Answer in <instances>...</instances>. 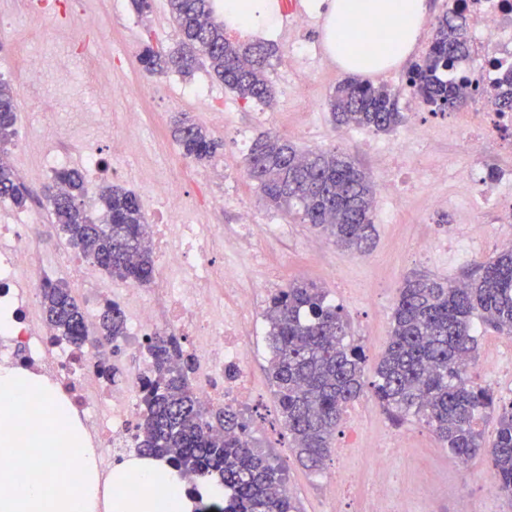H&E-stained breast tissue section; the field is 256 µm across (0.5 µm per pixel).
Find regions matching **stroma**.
<instances>
[{
    "mask_svg": "<svg viewBox=\"0 0 512 512\" xmlns=\"http://www.w3.org/2000/svg\"><path fill=\"white\" fill-rule=\"evenodd\" d=\"M93 14V27L83 25L85 14ZM178 42L167 0H152L146 15H138L132 0H43L40 10L27 9L21 0H0V79L14 89L18 104L16 135L9 149L15 156L14 169L30 187L33 199L20 210L0 200V225L19 223L29 216L39 225V243L53 248L66 236L53 224L43 204V191L53 182L43 174L45 156L65 152L70 167L85 169L88 156L112 163V130L125 126L128 155L133 173L120 180V187L148 201L154 190L169 178H178L187 207L200 212L203 221L221 224L227 237H234L236 214L233 207L211 210L208 198L214 190L232 183L239 201L250 207L258 224H282L288 237L281 242L259 239L268 267L281 284L293 280L312 281L325 289L329 299L340 305L349 324V338L363 346L366 381H373L376 365L387 345L394 305L403 278L413 271L427 272L451 281L461 280L474 267V260L459 261L447 251V224L438 223L426 209L428 195L447 196V183L420 181L405 192L396 223L375 219V243L360 256L325 244L321 261L311 260L308 247L322 235L304 224L299 215L275 208L261 199L260 191L245 172L244 156L236 149L234 137L246 131L250 136L273 130L302 150L335 148L350 154L371 175L373 181L391 178L393 170L422 166L432 157L466 162L448 139L446 116L429 112L420 97L398 99L404 119L396 128L404 134L425 131L414 155L398 159L393 170L376 167L368 146L371 130L349 137L334 122L328 100L338 83L347 78L342 67L324 71L312 81L308 95L317 116L309 131H302L304 119L295 98H277L274 107L246 102L225 90L206 70L184 75L171 70L149 76L140 70L136 57L144 46L166 53ZM39 56L55 74L52 84L28 88L21 70L23 57ZM103 74L108 84L100 86L91 73ZM126 84V96H113L111 83ZM82 103L84 114H76L74 103ZM187 115L206 127L221 147L211 161L198 163L185 158L173 140L174 119ZM56 135L41 141L37 151H27V141L45 126ZM430 238L437 245L432 257L420 256L417 243ZM512 347V335L480 328L477 357L468 368L475 384L489 388L495 397L512 400V373L491 374L487 362ZM270 352L265 332L252 343L250 367L256 383L257 402L249 420L255 446L287 465L286 484L302 512H326L323 478L335 470V457H328L322 471L313 473L296 459L283 426L268 378ZM359 415L363 442L372 444L388 434L400 435L393 464L404 481L407 512H512V499L501 495L486 471H479L470 483H460L455 457L436 435L415 418L397 419L372 394H364L346 409ZM436 491L427 494L425 482Z\"/></svg>",
    "mask_w": 512,
    "mask_h": 512,
    "instance_id": "stroma-1",
    "label": "stroma"
}]
</instances>
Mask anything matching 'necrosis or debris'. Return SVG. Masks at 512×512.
I'll return each instance as SVG.
<instances>
[{
    "instance_id": "obj_1",
    "label": "necrosis or debris",
    "mask_w": 512,
    "mask_h": 512,
    "mask_svg": "<svg viewBox=\"0 0 512 512\" xmlns=\"http://www.w3.org/2000/svg\"><path fill=\"white\" fill-rule=\"evenodd\" d=\"M468 34L472 48L469 78L479 94L474 113L490 114V126L499 138L512 133V113L493 112L491 96L501 77L512 70V0H465ZM451 131L460 152L469 155L464 165L435 163L436 174L445 175L460 196L459 208L481 201L497 209L512 210V171L500 172L494 182L478 173L472 160L474 135L468 121L455 122ZM180 184L170 181L160 191L156 210L160 216L154 231L159 263L164 271L153 290L136 285L113 292L110 285L89 281L83 266L72 268V281L89 291V306L118 304L129 317L127 348L162 328L189 340L191 376L204 405H224L250 410L256 398L249 366L252 315L258 295L277 289L275 278L264 277L248 288H235L232 306L215 301L208 284L224 244L220 224H175L182 203ZM34 223L0 225V306L11 309L9 324H0V363H9L47 376L60 384L70 400L73 416L85 428L87 441L96 451V468L101 487L112 496H130L140 490L137 477L115 486L110 473L121 454L134 448L141 382L150 373L146 359L131 365H113L111 377L101 373L102 356L90 344L77 346L52 334L29 311L38 302V291L19 287L17 275L27 271L46 282V269L53 258L41 257L33 243ZM399 437L380 443L371 460L377 475V490L366 512H388L386 501L398 479L392 467Z\"/></svg>"
}]
</instances>
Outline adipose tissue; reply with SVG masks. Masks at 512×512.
I'll list each match as a JSON object with an SVG mask.
<instances>
[{
	"instance_id": "obj_1",
	"label": "adipose tissue",
	"mask_w": 512,
	"mask_h": 512,
	"mask_svg": "<svg viewBox=\"0 0 512 512\" xmlns=\"http://www.w3.org/2000/svg\"><path fill=\"white\" fill-rule=\"evenodd\" d=\"M427 0H333L326 43L350 73L365 75L405 57L418 42ZM64 437L77 451L59 467L53 449ZM0 447L23 466H0V512H98L92 449L58 387L19 367L0 366ZM141 476L145 489L116 499L112 512H189L187 485L167 462L134 457L114 469L116 481Z\"/></svg>"
}]
</instances>
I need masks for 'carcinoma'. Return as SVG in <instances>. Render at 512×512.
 I'll use <instances>...</instances> for the list:
<instances>
[{"instance_id": "obj_1", "label": "carcinoma", "mask_w": 512, "mask_h": 512, "mask_svg": "<svg viewBox=\"0 0 512 512\" xmlns=\"http://www.w3.org/2000/svg\"><path fill=\"white\" fill-rule=\"evenodd\" d=\"M168 6L179 48L169 54L145 48L138 54L144 72L188 74L204 68L241 100L275 103L267 76L276 54L273 44L228 39L214 0H168ZM469 53L464 8L458 6L434 24L426 55L408 71L410 88L441 112L460 110L470 80L458 67ZM493 104L501 112L512 111V72L500 81ZM328 105L339 126L385 133L403 119L385 86L354 76L336 87ZM16 122L13 88L0 80V152L13 141ZM172 135L183 155L196 162L209 160L219 147L206 128L187 120L176 122ZM244 164L267 203L296 207L336 246L360 256L369 252L375 238V189L350 156L334 149L300 151L268 131L253 141ZM55 184L64 189L45 194L46 206L68 241L110 275L150 284L155 259L139 197L109 186L90 205L85 177L77 169L58 172ZM30 196L13 167L0 165V199L22 209ZM42 305L47 323L60 336L75 344L87 340L84 313L65 284L45 285ZM265 317L268 378L291 448L307 470H321L345 407L369 385L389 413L425 422L458 460L483 457L496 489L512 498V401L498 403L490 390L465 377L477 346L475 319L512 335V248L478 264L460 282L416 272L407 276L388 345L369 384L363 348L347 341L342 308L331 304L316 283H288L271 295ZM124 335L125 314L114 303L100 315L99 345ZM147 348L153 370L143 385L139 454L165 458L183 476L226 490L230 498L222 512H300L286 490V465L254 446L240 414L198 400L177 338L157 332L147 339ZM492 413L497 432L487 445L478 424Z\"/></svg>"}]
</instances>
